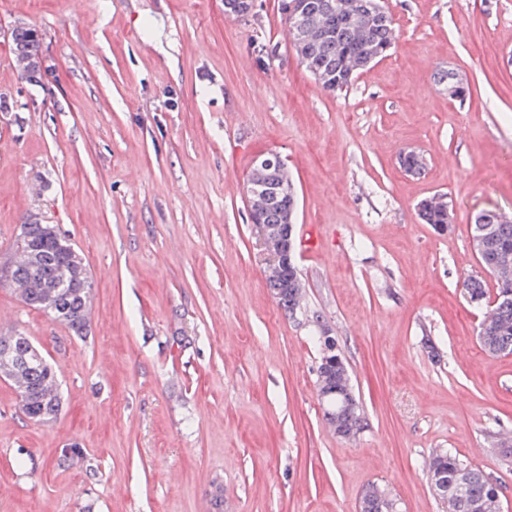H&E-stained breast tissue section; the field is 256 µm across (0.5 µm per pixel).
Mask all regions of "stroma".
<instances>
[{
    "mask_svg": "<svg viewBox=\"0 0 512 512\" xmlns=\"http://www.w3.org/2000/svg\"><path fill=\"white\" fill-rule=\"evenodd\" d=\"M397 40L342 92L290 45L279 0H0V263L31 218L94 282L85 336L0 281V330L60 368L57 421L0 378V512H447L426 474L449 451L512 512V354L493 355L463 283L484 276L476 213L512 216V0H384ZM42 35L20 80L11 32ZM470 87L452 100L435 72ZM426 159L405 172L400 153ZM283 159L297 197L300 309L282 310L245 184ZM443 195L448 233L421 200ZM329 332L360 406L323 418ZM83 450L71 459L64 450ZM361 512H397V504L377 486H371L362 498Z\"/></svg>",
    "mask_w": 512,
    "mask_h": 512,
    "instance_id": "35a3bbf8",
    "label": "stroma"
}]
</instances>
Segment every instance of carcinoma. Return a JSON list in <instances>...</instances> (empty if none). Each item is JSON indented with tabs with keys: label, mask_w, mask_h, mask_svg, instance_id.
Instances as JSON below:
<instances>
[{
	"label": "carcinoma",
	"mask_w": 512,
	"mask_h": 512,
	"mask_svg": "<svg viewBox=\"0 0 512 512\" xmlns=\"http://www.w3.org/2000/svg\"><path fill=\"white\" fill-rule=\"evenodd\" d=\"M329 0H299L300 38L291 45L306 69L327 92L342 91L352 84L361 68L388 56L397 39L392 18L382 21L365 5L372 0H343L351 19L336 20V11L327 6ZM12 52L21 78L38 83L42 77L41 34L30 26H19L11 32ZM265 223L271 227L283 224L296 214L297 204L282 197L273 207L259 204ZM420 218L437 226L448 223V203L439 199L425 200L419 207ZM498 211L484 209L474 219L473 234L491 224L494 234L486 244L482 265L498 280L496 294L512 291V221L501 223ZM26 258L19 259L12 271L20 286L23 302L44 312L48 318L68 329L74 336L86 334L93 289L84 284L87 270L82 256L71 240L53 224L28 222L22 239ZM267 285L279 305L288 312L299 308L303 293L301 277L284 270H270ZM470 303L487 302L488 288L481 278L464 282ZM482 346L491 354H512V302L493 300L479 331ZM23 350L25 363L5 367L0 362V376L15 385L19 406L24 416L38 424L55 421L62 412L58 370L28 341L20 343L19 333L0 334V344ZM320 399L330 413L326 423L336 435L351 439L360 431L359 406L345 407L344 400L353 394L348 370L336 354L322 355L317 366ZM446 472L454 478L444 500L448 512H499L500 486L480 467L467 466L451 452H437L427 464V476ZM361 512H397L396 501L376 486L369 487L362 498Z\"/></svg>",
	"instance_id": "carcinoma-1"
}]
</instances>
